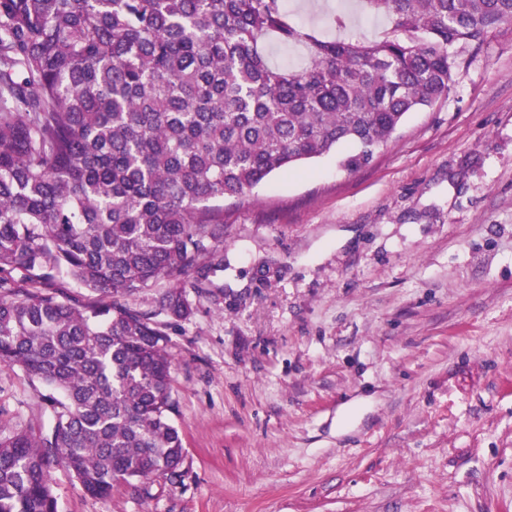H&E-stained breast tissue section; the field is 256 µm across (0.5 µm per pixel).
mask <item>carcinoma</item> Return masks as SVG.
I'll use <instances>...</instances> for the list:
<instances>
[{
	"label": "carcinoma",
	"instance_id": "1",
	"mask_svg": "<svg viewBox=\"0 0 512 512\" xmlns=\"http://www.w3.org/2000/svg\"><path fill=\"white\" fill-rule=\"evenodd\" d=\"M374 39L321 37L283 0H0V362L51 398L49 429L0 424V512H56L50 470L95 497L176 473L167 335L123 302L224 269V206L342 145L370 162L407 114L448 97L450 48L512 23V0H361ZM274 39L303 49L270 64ZM66 275L96 297L48 291ZM162 310L186 318L182 288Z\"/></svg>",
	"mask_w": 512,
	"mask_h": 512
}]
</instances>
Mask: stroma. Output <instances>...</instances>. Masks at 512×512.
<instances>
[{"mask_svg": "<svg viewBox=\"0 0 512 512\" xmlns=\"http://www.w3.org/2000/svg\"><path fill=\"white\" fill-rule=\"evenodd\" d=\"M378 34L352 0H285ZM446 99L372 160L341 146L224 203V269L162 311L175 476L92 497L53 469L56 512H512V25L461 49ZM0 364V422H50ZM161 303L162 310L175 318H187L192 312L184 288H169L162 296Z\"/></svg>", "mask_w": 512, "mask_h": 512, "instance_id": "obj_1", "label": "stroma"}]
</instances>
